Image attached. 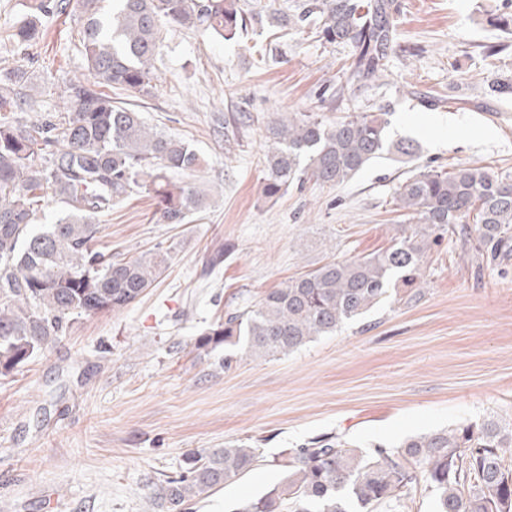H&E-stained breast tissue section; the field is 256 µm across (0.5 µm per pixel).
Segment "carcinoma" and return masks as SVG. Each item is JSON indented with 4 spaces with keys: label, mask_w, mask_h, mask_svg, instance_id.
<instances>
[{
    "label": "carcinoma",
    "mask_w": 512,
    "mask_h": 512,
    "mask_svg": "<svg viewBox=\"0 0 512 512\" xmlns=\"http://www.w3.org/2000/svg\"><path fill=\"white\" fill-rule=\"evenodd\" d=\"M25 0V19L8 40L36 45L43 17L73 8L91 79L69 80L56 123L17 119L15 87L25 69L0 72V376L22 368L65 335L75 320L121 312L159 281L168 250L123 257L97 247L98 217L137 193L153 194L159 220L185 224L208 196L175 172L202 166L187 142L149 128L140 111L117 104L112 89L140 97L156 89L165 31H203L233 41L267 18L290 30L309 20L321 39L352 48L340 89L385 75L396 39L398 0H305L266 15L240 0ZM387 119L354 113L326 122L316 113L276 115L266 127L269 149L261 196L278 200L308 181L347 182L388 149ZM65 205L52 224L34 228L49 196ZM395 210L417 220L384 251L329 261L227 314L194 343L200 354L233 343L257 356L291 353L335 333L390 296V285L413 288L426 272L432 244L445 235L491 260L512 252V177L484 167L452 172L416 168L393 192ZM260 449L247 445L201 450L177 476L151 487L152 512H187L251 471ZM286 477L239 501L232 512H396L425 487L436 512H512V426L495 420L441 429L371 450L324 436L287 453Z\"/></svg>",
    "instance_id": "1"
}]
</instances>
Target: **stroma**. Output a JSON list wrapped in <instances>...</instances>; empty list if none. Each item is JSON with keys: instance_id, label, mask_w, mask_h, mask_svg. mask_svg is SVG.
<instances>
[{"instance_id": "stroma-1", "label": "stroma", "mask_w": 512, "mask_h": 512, "mask_svg": "<svg viewBox=\"0 0 512 512\" xmlns=\"http://www.w3.org/2000/svg\"><path fill=\"white\" fill-rule=\"evenodd\" d=\"M382 80L348 90L350 47L309 30L251 27L239 41L165 35L158 89L139 100L154 129L191 142L206 210L162 224L136 194L99 218L102 246L127 257L171 249L169 269L119 313L78 319L49 350L0 377V512H147L153 483L201 449L250 443L264 459L190 512H232L284 476L283 451L341 435L370 448L496 418L512 424V256L476 263L441 240L416 291L399 290L336 334L256 358L194 342L227 313L328 261L386 250L412 220L393 209L414 166L512 174V0H399ZM21 0H0V68L21 66L43 92L22 121H57L56 85L86 76L73 19H44L24 49L7 39ZM278 112L389 115L387 141L413 142L337 186L309 181L260 197L265 125ZM224 261L208 269L215 244Z\"/></svg>"}]
</instances>
